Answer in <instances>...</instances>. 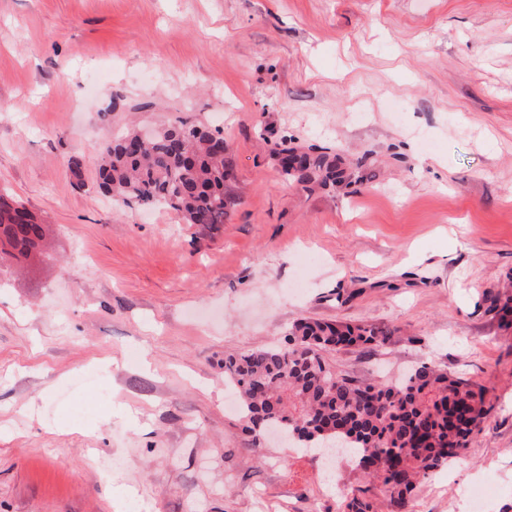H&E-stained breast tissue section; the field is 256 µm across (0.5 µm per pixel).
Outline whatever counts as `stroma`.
Wrapping results in <instances>:
<instances>
[{"mask_svg":"<svg viewBox=\"0 0 512 512\" xmlns=\"http://www.w3.org/2000/svg\"><path fill=\"white\" fill-rule=\"evenodd\" d=\"M116 96L223 132V223L99 192ZM283 140L350 184L279 180ZM0 196L46 222L0 264V512H336L357 488L395 512L226 402L225 355L303 317L389 332L329 354L354 380L428 361L485 388L405 512H512V326L487 311L512 280V0H0Z\"/></svg>","mask_w":512,"mask_h":512,"instance_id":"stroma-1","label":"stroma"}]
</instances>
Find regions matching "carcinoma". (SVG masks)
I'll use <instances>...</instances> for the list:
<instances>
[{"label": "carcinoma", "instance_id": "carcinoma-1", "mask_svg": "<svg viewBox=\"0 0 512 512\" xmlns=\"http://www.w3.org/2000/svg\"><path fill=\"white\" fill-rule=\"evenodd\" d=\"M209 130L176 120L152 130L118 133L98 161V186L124 206H162L186 224H222L230 204L233 152L214 150ZM278 177L326 189L342 181L336 158L273 149ZM512 325V297L490 306ZM370 324L304 318L277 344L224 357V383L241 395L251 430L277 432L293 448L336 446L363 474L381 480L390 502L405 508L417 484L468 448L489 412L485 389L429 362L392 383L357 382L336 372L325 354L384 341ZM339 512H374L367 490L346 493Z\"/></svg>", "mask_w": 512, "mask_h": 512}]
</instances>
